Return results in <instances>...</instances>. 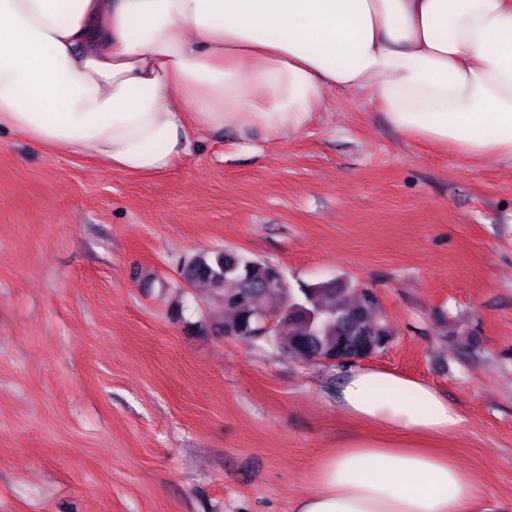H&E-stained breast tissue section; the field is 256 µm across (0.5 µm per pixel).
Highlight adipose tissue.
Returning <instances> with one entry per match:
<instances>
[{"label": "adipose tissue", "mask_w": 512, "mask_h": 512, "mask_svg": "<svg viewBox=\"0 0 512 512\" xmlns=\"http://www.w3.org/2000/svg\"><path fill=\"white\" fill-rule=\"evenodd\" d=\"M366 96L397 133L512 159V0H0V132L130 175L201 131L305 130L327 94ZM353 430L293 512H476L432 440L461 429L431 383L347 368Z\"/></svg>", "instance_id": "ef3b65f1"}]
</instances>
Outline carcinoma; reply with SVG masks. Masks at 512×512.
Segmentation results:
<instances>
[{
  "label": "carcinoma",
  "mask_w": 512,
  "mask_h": 512,
  "mask_svg": "<svg viewBox=\"0 0 512 512\" xmlns=\"http://www.w3.org/2000/svg\"><path fill=\"white\" fill-rule=\"evenodd\" d=\"M180 275L220 305L217 332L296 361H361L393 341L378 294L366 285L346 279L292 282L272 263L226 249L190 257ZM267 319L275 321L274 330L256 335Z\"/></svg>",
  "instance_id": "cac0c4a2"
}]
</instances>
